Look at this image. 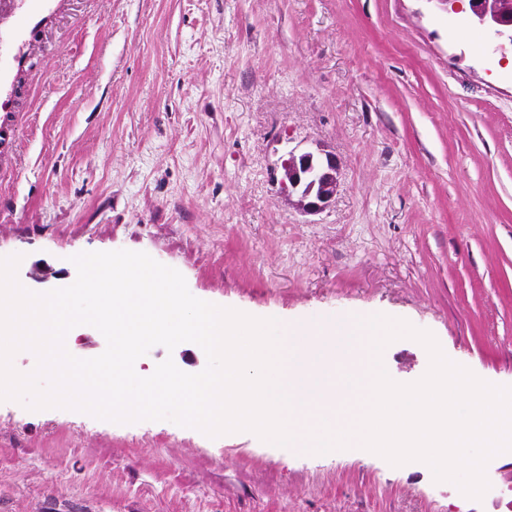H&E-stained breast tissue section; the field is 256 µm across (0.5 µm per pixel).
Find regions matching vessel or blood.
Here are the masks:
<instances>
[{"instance_id":"b4317fda","label":"vessel or blood","mask_w":512,"mask_h":512,"mask_svg":"<svg viewBox=\"0 0 512 512\" xmlns=\"http://www.w3.org/2000/svg\"><path fill=\"white\" fill-rule=\"evenodd\" d=\"M65 0H0V111L12 106L11 89L28 69L27 36L51 28Z\"/></svg>"}]
</instances>
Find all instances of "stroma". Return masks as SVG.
Returning <instances> with one entry per match:
<instances>
[{
	"label": "stroma",
	"instance_id": "35a3bbf8",
	"mask_svg": "<svg viewBox=\"0 0 512 512\" xmlns=\"http://www.w3.org/2000/svg\"><path fill=\"white\" fill-rule=\"evenodd\" d=\"M33 44L0 112V257L30 291L71 285L78 253L142 251L280 331L383 314L512 386V60L465 0H69ZM299 144L340 165L314 215L281 185ZM169 357L207 364L184 342L138 365ZM382 360L402 384L429 366L409 338ZM510 463L477 501L381 457L0 401V512H497Z\"/></svg>",
	"mask_w": 512,
	"mask_h": 512
}]
</instances>
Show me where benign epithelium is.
<instances>
[{
  "label": "benign epithelium",
  "mask_w": 512,
  "mask_h": 512,
  "mask_svg": "<svg viewBox=\"0 0 512 512\" xmlns=\"http://www.w3.org/2000/svg\"><path fill=\"white\" fill-rule=\"evenodd\" d=\"M471 24L485 33L490 49L503 54L512 46V14L499 0H477L470 14ZM283 183L297 197L296 206L305 213L322 211L336 193L339 165L336 157L322 149L295 146L282 160Z\"/></svg>",
  "instance_id": "obj_1"
}]
</instances>
